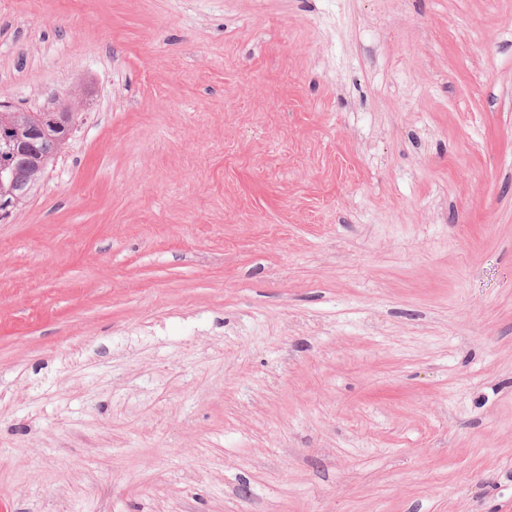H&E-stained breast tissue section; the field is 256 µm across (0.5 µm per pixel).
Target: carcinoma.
I'll use <instances>...</instances> for the list:
<instances>
[{"label": "carcinoma", "mask_w": 512, "mask_h": 512, "mask_svg": "<svg viewBox=\"0 0 512 512\" xmlns=\"http://www.w3.org/2000/svg\"><path fill=\"white\" fill-rule=\"evenodd\" d=\"M46 112H0V127H8L12 136L30 138V133L38 127L45 130V136L31 141L26 149L13 152L12 147L0 142V155L5 157L10 167L9 178L0 186V193L14 202L12 209L23 206L30 197L27 189H32L42 178L48 164L59 151L51 147V138L57 136Z\"/></svg>", "instance_id": "carcinoma-1"}]
</instances>
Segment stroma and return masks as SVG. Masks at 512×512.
Returning a JSON list of instances; mask_svg holds the SVG:
<instances>
[{"label":"stroma","instance_id":"1","mask_svg":"<svg viewBox=\"0 0 512 512\" xmlns=\"http://www.w3.org/2000/svg\"><path fill=\"white\" fill-rule=\"evenodd\" d=\"M80 89L0 512H512V0H0V101Z\"/></svg>","mask_w":512,"mask_h":512}]
</instances>
